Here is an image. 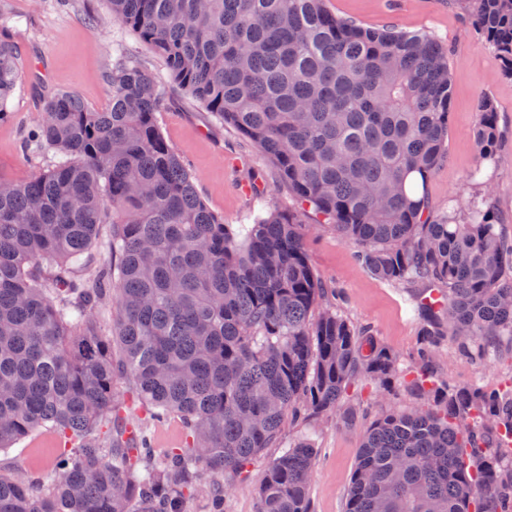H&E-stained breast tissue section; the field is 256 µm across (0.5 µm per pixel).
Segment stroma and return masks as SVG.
<instances>
[{"instance_id": "1", "label": "stroma", "mask_w": 512, "mask_h": 512, "mask_svg": "<svg viewBox=\"0 0 512 512\" xmlns=\"http://www.w3.org/2000/svg\"><path fill=\"white\" fill-rule=\"evenodd\" d=\"M330 12L367 29L394 27L404 32L424 31L448 50L452 77L448 158L428 185L430 205L437 211H455L466 217L484 197H491L500 230L512 236V78L503 72L498 55L468 22L455 0H402L398 11L386 0H326ZM9 22L0 36L19 49L22 78L0 120V177L25 180L48 169L50 155L30 151L25 143L37 124L40 99L65 90L101 111L108 107V76L122 59L137 62L155 75L168 105L158 113L166 140L182 157L196 179L201 198L225 223H251L260 202L269 208L295 205L274 164L233 127L206 112L170 80L162 60L130 29L116 24L106 0H0V16ZM490 98L498 112L504 143L496 165L482 167L481 184L468 181L479 165L474 137L476 107ZM306 223L309 261L318 278L339 293L336 309L351 324L370 326L380 343L410 366L421 346L420 324L411 311L410 286L394 287L377 280L357 260L352 243L339 241L334 230L308 212ZM439 374L453 385L497 387L512 374V362L476 364L460 356L454 342H445L439 355ZM359 408L356 424L344 425L328 416L304 427L287 426L286 439L308 437L317 450L309 487L311 512H344L356 467L361 435L377 418L416 405L417 397L402 387L383 390L359 381L346 399ZM56 453L53 438L40 432L0 452V472L23 475L34 464L48 466ZM266 449L251 468L247 482L226 493L225 512H256L255 489L266 463L279 456Z\"/></svg>"}]
</instances>
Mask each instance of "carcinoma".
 Returning a JSON list of instances; mask_svg holds the SVG:
<instances>
[{"mask_svg": "<svg viewBox=\"0 0 512 512\" xmlns=\"http://www.w3.org/2000/svg\"><path fill=\"white\" fill-rule=\"evenodd\" d=\"M107 2L300 207L225 224L161 133L165 96L136 63L112 72L104 111L68 92L39 101L31 142L57 160L0 179V449L42 429L61 446L34 476L0 474V512H188L197 496L224 512V475L246 479L275 445L256 512H310L316 449L283 443L285 426L353 421L342 400L361 379L432 405L364 431L345 512H512V380L437 378L446 338L480 362L512 359V237L488 201L460 219L426 197L448 155L447 50L426 32L341 20L325 0ZM457 2L512 76V0ZM17 54L0 38V119ZM476 112L493 163L497 112L488 98ZM308 208L375 277L421 288L416 364L331 305L308 258ZM131 402L177 417L180 444L159 454L141 436L131 455Z\"/></svg>", "mask_w": 512, "mask_h": 512, "instance_id": "1", "label": "carcinoma"}]
</instances>
